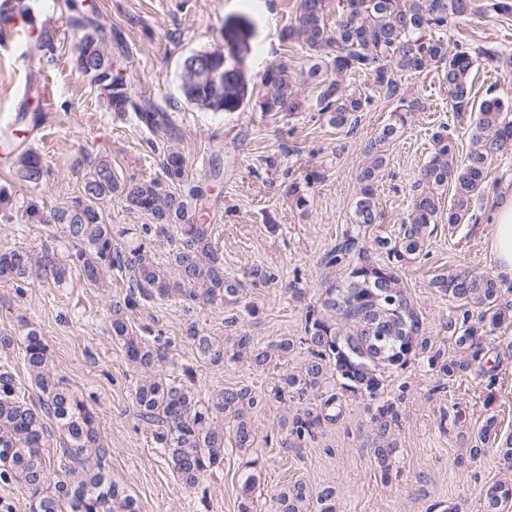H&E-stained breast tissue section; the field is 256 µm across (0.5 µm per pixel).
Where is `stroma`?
I'll return each instance as SVG.
<instances>
[{
    "instance_id": "stroma-1",
    "label": "stroma",
    "mask_w": 512,
    "mask_h": 512,
    "mask_svg": "<svg viewBox=\"0 0 512 512\" xmlns=\"http://www.w3.org/2000/svg\"><path fill=\"white\" fill-rule=\"evenodd\" d=\"M16 2L36 18L52 47L42 55L30 54L26 34L0 46V116L18 109L30 81L47 83L49 110L40 112L35 98L29 108L40 113L31 149L42 157L48 174L34 188L20 179L15 165H0V251L23 247L37 252L47 246L63 255L69 246L54 215L81 196L92 162L104 157L121 177L160 180L164 150L154 149L155 137L135 111H112L99 90L73 69L75 32L63 0ZM85 5L118 38L112 55L136 91L157 101L171 119L175 134L164 149L179 151L188 168L187 179L172 190L187 199L196 191L206 196L207 221L224 252V272L243 279V296L250 304L246 311L216 305L188 311L171 300L141 312L135 323L176 340L163 371L177 376L192 368L200 395L245 384L261 397L250 412L254 444L226 449L223 466L199 489L186 490L177 481L136 417L132 388L137 373L112 339L111 304L122 294L120 278L96 288L73 270L59 285L41 280L21 288L0 285V337L18 341L31 329L43 336L57 378L94 409L112 478L137 497L141 512H239L250 474L256 478V512H269L272 496L295 481L315 491L332 487L336 512H444L454 504L465 512H481L482 487L503 478L508 469L490 456L463 465L457 459L486 416H496L500 435L512 434V327L496 335L500 365L494 378L448 380L423 356L384 370L382 398L396 403L402 418L395 432L397 457L386 477L370 453L375 402L330 380L340 416L324 422L314 440L288 449L284 422L298 405L274 396L280 376L299 371L307 358L299 339L307 307L329 275L323 254L346 233L366 247L375 236L396 234L432 151V134L447 125L459 152H467L475 113L453 112L436 74L403 77L401 93L421 94L425 109L414 113L403 135L387 145L389 164L377 189L385 222L365 229L351 222L359 190L356 172L364 161L360 145L381 128L397 99L378 93L365 77L348 78L349 88L371 98L349 133L336 131L321 112L271 115L252 102L271 66L285 61L304 72L312 63L305 47L282 38L295 20L299 0H85ZM444 36L467 47L495 50L501 65L479 60L473 91L480 100L491 94L512 102V18L475 17L449 26ZM218 47L224 50L227 73L243 67L248 99L228 111L203 112L180 95L181 64L194 52ZM292 180L309 185L305 210L292 206L286 195ZM489 180L490 187L472 204V219L461 224L439 220L424 254L400 271L431 343L448 354L453 348L443 325L452 305L430 283L460 269L496 274L488 216L500 200L501 186L512 183V156L494 164ZM255 265L272 270L275 280L261 286L246 281L247 270ZM231 317L237 323L230 329L226 321ZM191 322L213 336L247 333L261 347L283 338L295 345L263 370L244 360L206 365L179 342ZM455 407L461 418L451 426L443 415ZM421 473L427 477L422 487L416 482Z\"/></svg>"
}]
</instances>
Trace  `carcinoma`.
Listing matches in <instances>:
<instances>
[{
  "label": "carcinoma",
  "mask_w": 512,
  "mask_h": 512,
  "mask_svg": "<svg viewBox=\"0 0 512 512\" xmlns=\"http://www.w3.org/2000/svg\"><path fill=\"white\" fill-rule=\"evenodd\" d=\"M336 20L329 21L327 0H299L295 23L285 29L286 40L314 52L306 73L295 74L286 63L270 67L261 80L260 111L293 116L306 110L326 112L329 124L344 130L354 127L356 113L370 97L347 90L345 78L366 76L387 98L397 96L402 77L434 72L448 92L456 112L477 110L471 146L463 159L456 158L457 143L441 126L433 136V150L419 171L407 217L395 237L377 236L376 249L386 253L378 263L358 238L347 235L321 259L326 268L341 275L325 281L316 304L305 314L304 336L308 358L297 373H285L275 388L279 399L302 404L314 397L316 408L296 410L285 422V445L314 439L324 422L336 420L337 396L323 390L328 378L338 377L341 388L354 395L378 400L383 392V370L403 367L426 353L431 366L448 378L484 377L499 364H489L495 335L512 325V299L495 277L460 270L431 281L436 292L454 304L444 325L456 354L432 350L423 320L407 294L400 267L417 259L426 248L441 211L439 191L452 190L448 223L459 224L470 213L471 201L482 189L499 158L512 154V105L489 96L475 103L473 69L479 58L495 53L483 47L451 43L438 32L473 15L512 17V0H341ZM68 23L78 33L73 68L90 83L100 85L103 47L108 33L92 19L85 5L66 0ZM105 69L112 68V52ZM313 84L316 95L308 100L300 86ZM130 82L101 92L110 109L132 107L152 132L171 134L167 113L156 103L133 101ZM184 101L205 112H222L228 104L224 84L192 83L180 87ZM381 130L365 141V163L358 169L359 192L353 221L363 227L384 223L377 201V183L386 167L384 147L401 136L408 118L424 110L422 98L400 97ZM162 169L171 183L187 177L184 157L177 151L163 154ZM19 177L35 186L46 177L39 154L25 151L17 161ZM121 198L128 210L145 215L152 223L128 243H119L100 203ZM206 209L203 199L195 207L158 180L121 179L106 158L95 161L85 175L83 194L56 213L62 237L72 246L60 261L54 250L35 254L25 248L0 252V284L21 287L34 278L60 284L74 268L91 286L102 287L112 274L126 293L112 302V339L127 361L139 372L132 399L139 420L148 428L157 447L167 456L178 480L197 489L206 476L224 465L227 447L250 448L253 430L247 410L260 402L248 385L215 390L200 397L193 369L179 376L162 372L172 341L159 342L138 334L135 316L161 301L182 299L194 306L238 307L240 281L224 275V253L214 239V228L198 220ZM166 239V260L156 255L154 242ZM181 342L195 358L220 366L225 360L246 358L255 369H265L272 355L287 354L293 341L282 338L266 347L252 337L212 336L196 323L185 329ZM21 359L36 394H27L11 373L0 372V479H17L29 493L27 512H140L136 498L113 481L107 471V450L88 403L63 385L50 367L48 347L34 330L18 344ZM232 422L231 432L224 421ZM371 453L383 476H388L397 449L395 429L400 412L388 402L377 405L372 418ZM55 447L56 461H46V450ZM492 451L512 465V435L499 436L495 417H487L468 448L475 460ZM248 477L242 489L239 512H254ZM503 481L482 492L483 512H505L498 490ZM271 512H336L333 490L317 492L296 481L272 497Z\"/></svg>",
  "instance_id": "carcinoma-1"
}]
</instances>
